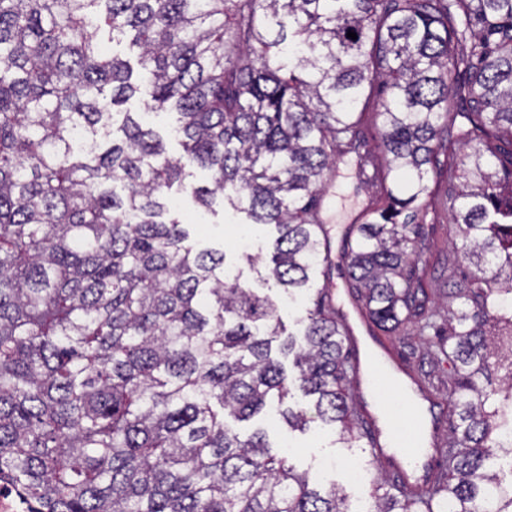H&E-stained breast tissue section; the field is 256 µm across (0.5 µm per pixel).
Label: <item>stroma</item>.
Returning a JSON list of instances; mask_svg holds the SVG:
<instances>
[{"label": "stroma", "mask_w": 512, "mask_h": 512, "mask_svg": "<svg viewBox=\"0 0 512 512\" xmlns=\"http://www.w3.org/2000/svg\"><path fill=\"white\" fill-rule=\"evenodd\" d=\"M187 190L173 193V217L185 223L191 240L197 248L224 251L226 260L241 272V281L253 288L263 287L264 265H249L246 254L270 257L275 237L271 227L250 224L245 214L226 208L222 197H215L211 208L199 207L190 190L210 182L207 170L191 166L187 169ZM435 192L433 206L428 210L423 233L429 247L427 263L420 273L426 300H433L447 281L448 247L456 240V228L449 221L446 201L448 180L439 174L432 178ZM369 201L367 191L357 188L350 166L340 168L333 182L322 213L325 227L332 242L333 252H340L351 224L357 223ZM396 346L424 375L431 378L440 389L448 387V368L444 364L428 362L424 354L426 342L415 328H408L406 335L395 337ZM242 434L264 429L273 453L284 454L297 472H309L320 485L344 488L349 501L367 498L373 481L380 478L381 470L366 459L359 448H348L340 442L337 432L329 427H311L305 432L294 431L279 418L276 410L247 422L237 423Z\"/></svg>", "instance_id": "obj_1"}]
</instances>
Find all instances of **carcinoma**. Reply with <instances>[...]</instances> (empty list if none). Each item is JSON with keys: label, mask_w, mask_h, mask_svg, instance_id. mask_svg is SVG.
<instances>
[{"label": "carcinoma", "mask_w": 512, "mask_h": 512, "mask_svg": "<svg viewBox=\"0 0 512 512\" xmlns=\"http://www.w3.org/2000/svg\"><path fill=\"white\" fill-rule=\"evenodd\" d=\"M103 25L132 35L145 108L179 115L184 155L119 111L140 85ZM349 155L382 201L341 252L349 296L386 336H435L450 383L442 487L424 506L386 478L370 512H512L487 495L512 426V0H0V479L30 512H349L228 425L285 406L291 356L308 406H285L288 427L362 437L344 318L311 290ZM194 165L199 206L219 194L275 227L268 277L306 294L301 337L168 217ZM439 168L458 241L429 305L415 228Z\"/></svg>", "instance_id": "1"}]
</instances>
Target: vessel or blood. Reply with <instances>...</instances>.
I'll return each mask as SVG.
<instances>
[{
    "label": "vessel or blood",
    "instance_id": "vessel-or-blood-1",
    "mask_svg": "<svg viewBox=\"0 0 512 512\" xmlns=\"http://www.w3.org/2000/svg\"><path fill=\"white\" fill-rule=\"evenodd\" d=\"M345 341L356 354L354 386L361 403L360 424L368 434L364 451L411 498L433 492L446 470L442 420L446 399L434 393L385 336L367 324L349 322Z\"/></svg>",
    "mask_w": 512,
    "mask_h": 512
}]
</instances>
